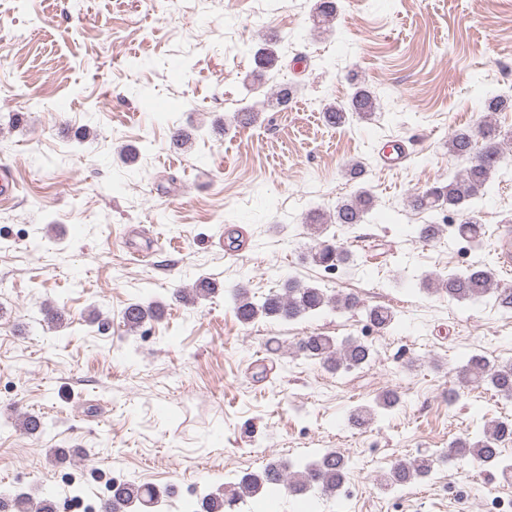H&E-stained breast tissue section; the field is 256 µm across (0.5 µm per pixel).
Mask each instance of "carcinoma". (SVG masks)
<instances>
[{
    "mask_svg": "<svg viewBox=\"0 0 512 512\" xmlns=\"http://www.w3.org/2000/svg\"><path fill=\"white\" fill-rule=\"evenodd\" d=\"M336 0H317L314 8V26L328 25L336 16ZM256 70L251 79L244 83L247 94L258 89L256 81L263 73L275 68L279 56L275 43H267L254 53ZM296 94V89L286 84H276L263 94V98L251 99L233 116V121L246 126L254 123L259 114L270 110H285ZM379 103L376 95L364 87L356 86L345 104L328 102L322 105V116L332 127H339L357 118L368 120L375 114ZM512 144V131L501 132L490 122L479 124V131L469 128L454 130L448 137V154L467 159L469 167L454 174L446 182L413 193L409 206L418 212L450 210L459 212L462 218L454 225L426 222L412 225V232L423 241H434L447 232H452L460 240L476 242L482 237L483 226L477 220L476 202L490 196L492 176L505 166L503 144ZM372 206L368 191L357 190L347 201L338 204L332 217L336 224L356 225L367 219ZM328 220L318 213L310 220L314 241L311 258L319 266L328 269L344 268L353 260L352 253L345 247L325 236ZM439 281L441 290L448 298L458 302L477 303L488 293L496 294L498 305L512 310V288H501L491 270L477 266L469 270L450 272L444 277L430 275L415 278L421 290L428 288L432 280ZM218 290V284L201 279L193 288H178L173 297L187 305L195 299ZM224 296L231 302L236 318L244 325L259 319L295 321L308 315L329 309L334 312L361 310L367 320L378 330H389L396 321L395 312L386 306L366 305L354 294L327 295L322 289L303 284L291 277L283 280L281 291L256 296L249 289L235 285L224 289ZM159 303L134 300L121 313L126 331L139 332L147 323L158 317ZM296 353L304 359L318 363L328 371L339 373L361 368L369 363L371 346L356 338L341 341L332 336L310 333L296 343ZM458 384L463 388L487 385L496 393L512 398V362L491 364L482 355L472 354L458 370ZM400 403V394L395 389L378 393L371 403L352 410L349 422L356 427L367 426L375 419ZM512 441V423L496 421L468 431L448 443L443 458L449 462L468 459L483 463L486 459L499 460L503 477H512V464L501 458V448ZM436 458L431 455H418L395 463L384 474L383 486L392 488L412 483L433 471ZM350 471L349 459L338 450H329L319 459L309 462H288L271 460L257 471L243 473L238 482L224 487L222 491H209L200 498L201 512H235L243 498L256 497L270 487L282 486L292 496L309 493L315 489L325 495H333L343 487ZM164 491L149 483L124 480L112 484V494L103 502L102 512H129L136 506L141 512L160 505ZM0 512H55L50 499L33 503L24 494L0 496Z\"/></svg>",
    "mask_w": 512,
    "mask_h": 512,
    "instance_id": "obj_1",
    "label": "carcinoma"
}]
</instances>
